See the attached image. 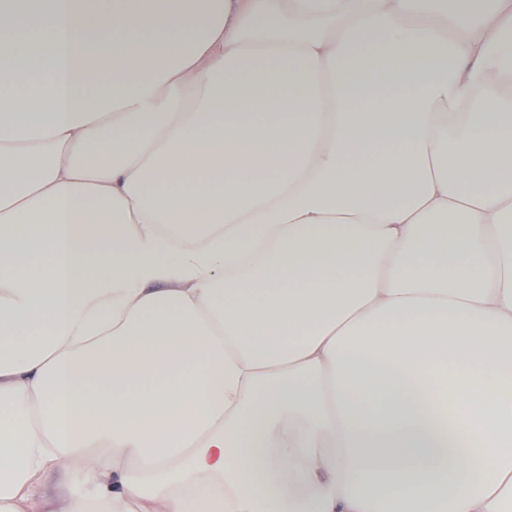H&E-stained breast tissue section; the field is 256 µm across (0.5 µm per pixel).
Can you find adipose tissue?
<instances>
[{
	"instance_id": "adipose-tissue-1",
	"label": "adipose tissue",
	"mask_w": 512,
	"mask_h": 512,
	"mask_svg": "<svg viewBox=\"0 0 512 512\" xmlns=\"http://www.w3.org/2000/svg\"><path fill=\"white\" fill-rule=\"evenodd\" d=\"M0 512H512V0H0Z\"/></svg>"
}]
</instances>
